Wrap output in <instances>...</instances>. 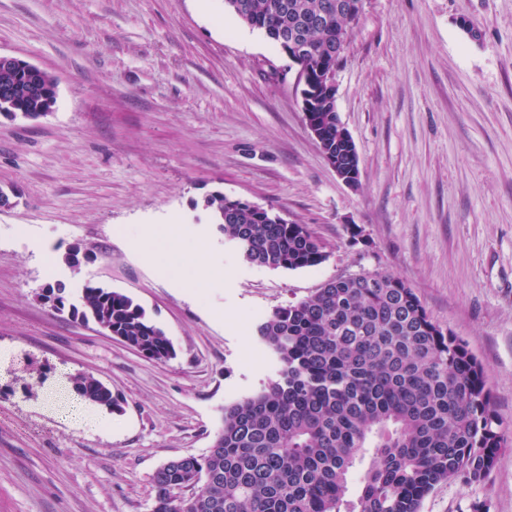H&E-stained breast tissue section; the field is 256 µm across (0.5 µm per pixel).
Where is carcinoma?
<instances>
[{
    "label": "carcinoma",
    "instance_id": "cac0c4a2",
    "mask_svg": "<svg viewBox=\"0 0 512 512\" xmlns=\"http://www.w3.org/2000/svg\"><path fill=\"white\" fill-rule=\"evenodd\" d=\"M326 0H224L240 22L279 43L299 28L314 54L312 75L336 70V44L355 24L323 16ZM0 114L52 111L55 78L0 64ZM323 154L343 151L340 122L326 95L313 105ZM204 207L224 237L253 264L296 270L326 259L318 239L265 208L222 193ZM72 319L94 322L145 357L174 352L162 328L130 296L86 283ZM278 363L260 394L224 408L206 452L158 468L153 512H420L426 494L450 481L485 480L504 447L482 365L466 343L430 318L409 284L380 272L325 283L309 298L276 308L256 327ZM78 396L113 412L112 389L85 373ZM372 449L355 499H345L356 458Z\"/></svg>",
    "mask_w": 512,
    "mask_h": 512
}]
</instances>
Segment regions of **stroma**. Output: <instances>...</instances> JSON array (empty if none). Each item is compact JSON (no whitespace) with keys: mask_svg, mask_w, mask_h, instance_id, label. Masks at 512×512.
Wrapping results in <instances>:
<instances>
[{"mask_svg":"<svg viewBox=\"0 0 512 512\" xmlns=\"http://www.w3.org/2000/svg\"><path fill=\"white\" fill-rule=\"evenodd\" d=\"M0 52L57 80L47 116L0 115V512H153L156 469L275 378L260 320L362 272L406 280L467 343L507 439L484 482L420 512H512V0H367L335 77L354 187L305 124L296 65L224 0H0ZM217 191L304 225L326 260L249 263L204 208ZM151 230L153 262L133 248ZM48 243L56 279L129 295L175 357L44 306ZM197 251L222 275L192 292L177 257ZM79 372L120 411L84 405Z\"/></svg>","mask_w":512,"mask_h":512,"instance_id":"stroma-1","label":"stroma"}]
</instances>
